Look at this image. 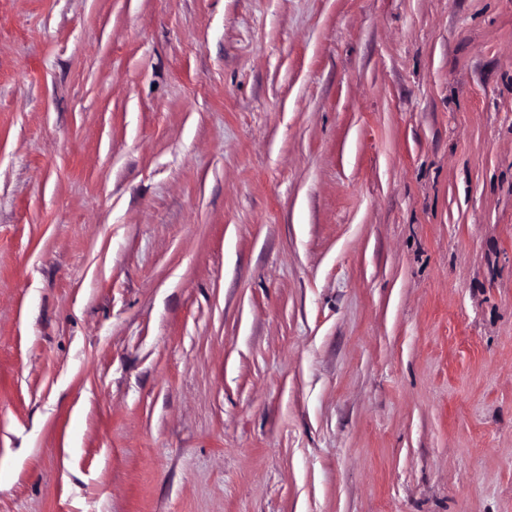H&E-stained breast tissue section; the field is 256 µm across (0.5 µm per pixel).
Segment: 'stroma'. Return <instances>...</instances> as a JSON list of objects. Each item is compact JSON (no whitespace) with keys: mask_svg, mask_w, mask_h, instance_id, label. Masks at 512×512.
I'll list each match as a JSON object with an SVG mask.
<instances>
[{"mask_svg":"<svg viewBox=\"0 0 512 512\" xmlns=\"http://www.w3.org/2000/svg\"><path fill=\"white\" fill-rule=\"evenodd\" d=\"M0 512H512V0H0Z\"/></svg>","mask_w":512,"mask_h":512,"instance_id":"1","label":"stroma"}]
</instances>
